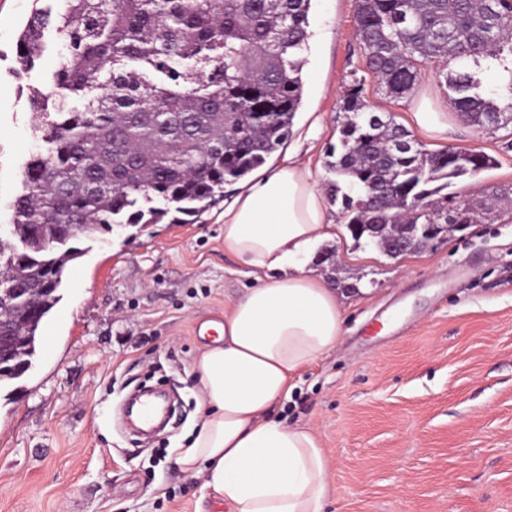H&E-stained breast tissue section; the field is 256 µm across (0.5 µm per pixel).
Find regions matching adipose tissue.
<instances>
[{"instance_id":"adipose-tissue-1","label":"adipose tissue","mask_w":512,"mask_h":512,"mask_svg":"<svg viewBox=\"0 0 512 512\" xmlns=\"http://www.w3.org/2000/svg\"><path fill=\"white\" fill-rule=\"evenodd\" d=\"M336 235L310 169L288 155L224 210V251L268 282L247 289L196 360L204 411L170 453L226 512H325L328 459L314 431L271 419L291 381L343 336V305L311 264Z\"/></svg>"}]
</instances>
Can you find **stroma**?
Segmentation results:
<instances>
[{"label":"stroma","instance_id":"stroma-1","mask_svg":"<svg viewBox=\"0 0 512 512\" xmlns=\"http://www.w3.org/2000/svg\"><path fill=\"white\" fill-rule=\"evenodd\" d=\"M33 0H0V225L40 142L26 91L53 55L14 75L17 35ZM303 102L284 147L309 161L338 235L314 268L345 309L341 343L300 377L274 418L312 428L328 458L327 512H512V126L476 129L448 101L439 66L413 92L382 94L355 38L354 0H313ZM427 149L477 148L496 167L459 182L464 199H495L472 234L392 258L355 242L332 198L327 152L353 81ZM447 124L418 131L413 102ZM188 224H123L72 244L59 303L40 329L33 367L0 387V512H225L167 450L200 415L191 369L212 343L199 326L224 320L257 286L224 252V207ZM178 400L177 425L150 437L125 430L119 409L144 387Z\"/></svg>","mask_w":512,"mask_h":512}]
</instances>
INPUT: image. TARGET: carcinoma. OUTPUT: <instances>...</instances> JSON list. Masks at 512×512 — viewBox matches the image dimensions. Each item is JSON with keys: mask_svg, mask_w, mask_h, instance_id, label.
Masks as SVG:
<instances>
[{"mask_svg": "<svg viewBox=\"0 0 512 512\" xmlns=\"http://www.w3.org/2000/svg\"><path fill=\"white\" fill-rule=\"evenodd\" d=\"M15 44L24 71L53 40L56 66L30 90L40 148L10 205L19 245L0 254V295L47 284L0 384L32 361L40 326L83 250H40L60 224L76 234L158 224L224 197L288 139L303 97L312 0H43ZM366 67L391 98L410 93L425 63L444 75L454 110L478 127L512 116V68L488 92L470 67L512 57V0H355ZM327 168L349 224H476L490 207L458 182L497 165L478 149L429 151L390 113L374 123L353 84ZM397 139L412 149H392Z\"/></svg>", "mask_w": 512, "mask_h": 512, "instance_id": "1", "label": "carcinoma"}]
</instances>
